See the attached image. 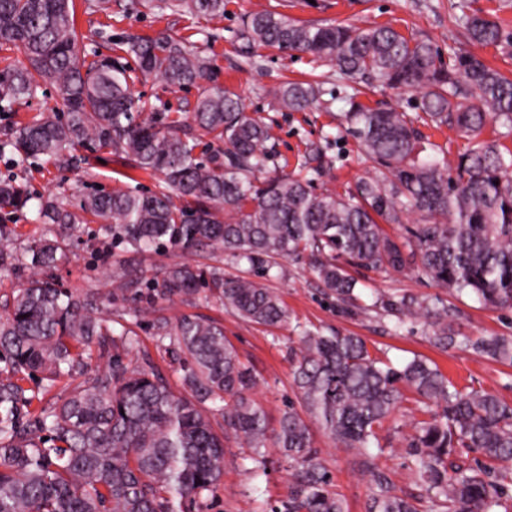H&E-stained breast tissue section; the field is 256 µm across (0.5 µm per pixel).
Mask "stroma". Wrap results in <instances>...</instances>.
I'll list each match as a JSON object with an SVG mask.
<instances>
[{
  "label": "stroma",
  "instance_id": "stroma-1",
  "mask_svg": "<svg viewBox=\"0 0 512 512\" xmlns=\"http://www.w3.org/2000/svg\"><path fill=\"white\" fill-rule=\"evenodd\" d=\"M455 0H224L225 16L196 17L189 14H167L157 18L151 13L132 11L128 14L78 13L77 23L86 38L79 45V54L86 60L95 55H109L126 61L123 44L129 38L154 34L167 27L188 37L191 45L210 56L214 62L215 84L241 96L246 112L269 125L277 155L266 170L267 175L298 171L304 160L307 144L324 146L332 166L320 178V186L344 192L357 179L373 175L374 164L360 151L356 141L346 131L342 98L345 81L339 80L336 69L312 57H292L273 48H257L255 60L246 57L247 41L243 20L250 12L265 8L287 14L309 23L348 20L366 27L389 24L402 34L411 33L427 38L441 54H448L457 45L459 28L456 18L460 11ZM132 91L147 101L155 111L170 113L172 118L190 123V104L197 96L196 88L166 85L159 79L131 70ZM317 78L335 96L331 110L313 107L306 112L280 110L269 91L282 81ZM58 85L44 83L34 97L17 105L14 112H0V131L30 120L39 113L50 111L61 102ZM0 180H12L21 186L30 200L22 208H1L0 224L14 231L12 243L22 246L39 236L44 226L38 217L35 200L48 194L58 195L65 202L77 196L115 187L155 190L157 181L133 168L129 162L103 151L89 155L88 163L63 167L57 161L39 158L16 165L10 150L0 151ZM104 231L100 222L80 225L71 237V248L56 271L64 287L81 292H106L112 280L116 262L125 261L127 252L104 251ZM284 273L272 278L269 285L288 307L287 323L277 326L251 324L240 319L230 309L213 299L194 303H162L163 315L175 319L195 314L220 323L224 334L234 345L240 360L252 367L258 383L253 399L266 414L269 431H276L287 401L296 399L293 386L292 356L300 348V332L318 329L323 333L352 332L361 336L371 352L401 366L414 356H426L459 386L484 390L512 404V366L488 360L465 349L440 350L431 345L422 322L406 320L395 328L392 318L376 314L346 316L326 299L313 274L303 264L284 260ZM354 276L363 286L361 297L371 300L373 289L404 290L420 297L438 295V287L418 273L358 270ZM458 328L472 336H512V310H493L475 300L465 298L457 303ZM138 343L121 351L124 363L157 367L170 383H177L181 367L170 352L158 346L150 325H135ZM414 398H407L387 423L381 436L386 450L379 465L390 472L399 492L420 494L411 473V457L404 441L407 423L415 413ZM316 446L328 469L333 488L345 500L348 512H366L370 495L369 478L357 464L354 450L336 446L323 434H316ZM251 451L234 439H227L224 448V477L215 496L202 497L191 512H270L271 505L288 492L287 462L277 452H270L266 475L253 477L250 468Z\"/></svg>",
  "mask_w": 512,
  "mask_h": 512
}]
</instances>
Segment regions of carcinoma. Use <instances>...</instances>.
<instances>
[{"mask_svg": "<svg viewBox=\"0 0 512 512\" xmlns=\"http://www.w3.org/2000/svg\"><path fill=\"white\" fill-rule=\"evenodd\" d=\"M166 11L224 15V0H136ZM465 41L512 56V31L478 11L457 18ZM247 41L284 54L332 63L348 80L415 93L434 127H448L470 147L457 161L414 126L408 114L346 98L347 132L378 165L341 195L316 185L331 166L309 146L301 171L263 182L256 173L274 160L270 128L244 111L241 98L210 84L211 58L165 28L132 37L125 52L139 70L168 84L197 87L194 128L147 112L134 97L130 75L112 58L90 63L78 55L74 0H0V48L22 51L28 65L0 72V110L31 98L37 78L62 91L61 108L42 112L0 142L17 163L47 156L75 159V147L110 154L159 176L150 192L114 188L83 196L76 209L55 196L38 198L37 211L53 227L23 251L0 225V273L30 270L26 284L0 303V512H182L212 495L224 475V440L252 450L253 476L265 472L268 426L252 398L256 376L238 358L224 327L197 315L152 320L158 342L169 341L183 371L182 390L147 364L131 368L112 356L93 377L77 380L96 344L133 345L132 330L112 327V311L136 323L159 302L191 303L205 294L243 320L274 326L288 320L281 298L267 286L280 260H303L328 296L353 314L376 309L421 321L442 348L465 347L512 365V336L475 341L454 327L455 310L436 296L394 290L359 304L350 269L418 271L456 298L512 308V150L481 139L489 124L512 128V77L462 48L448 60L427 39L390 25L359 27L302 23L261 9L245 20ZM319 82L285 81L274 100L290 112L320 103ZM216 148L197 155L202 139ZM19 186L0 182V207L27 204ZM426 223L404 243L381 223L400 224L408 212ZM106 224L112 245L144 253L170 249L182 256L151 276L133 266L113 273L111 289L76 293L54 275L67 257L81 215ZM208 253L246 260L244 276L224 277L220 266L187 257ZM295 354L293 384L302 410L288 403L279 420L276 450L288 459V495L272 512H346L315 446L311 424L343 448L354 449L370 476L367 512H420L418 500L397 493L379 468V431L403 400L417 395L424 418L412 419L411 470L425 487L430 512H512V495L491 480L512 466V406L492 393L457 389L426 358L395 367L371 354L353 333L306 329ZM42 388L28 396L24 383ZM68 377L64 394L57 382ZM224 425L216 428L211 415Z\"/></svg>", "mask_w": 512, "mask_h": 512, "instance_id": "cac0c4a2", "label": "carcinoma"}]
</instances>
